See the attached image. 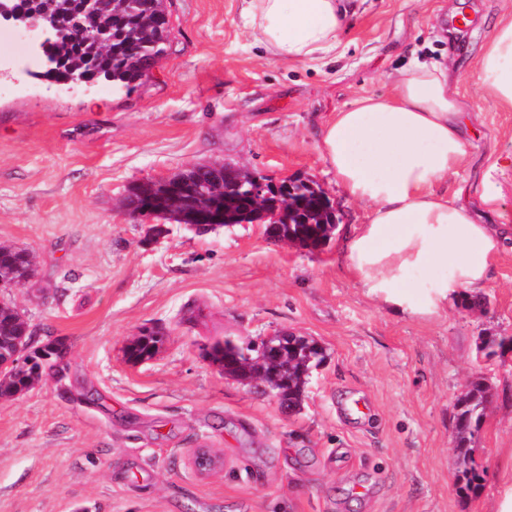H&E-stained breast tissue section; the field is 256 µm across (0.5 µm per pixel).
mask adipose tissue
Returning a JSON list of instances; mask_svg holds the SVG:
<instances>
[{
    "label": "adipose tissue",
    "instance_id": "adipose-tissue-1",
    "mask_svg": "<svg viewBox=\"0 0 512 512\" xmlns=\"http://www.w3.org/2000/svg\"><path fill=\"white\" fill-rule=\"evenodd\" d=\"M350 0H251L260 40L283 61L335 50ZM482 92L512 110V15L477 57ZM471 125L445 69L414 66L385 96H367L325 126L321 151L345 196L369 208L344 246L367 295L406 316H438L451 296L484 288L494 259L512 250V226L484 224L437 190L457 173Z\"/></svg>",
    "mask_w": 512,
    "mask_h": 512
}]
</instances>
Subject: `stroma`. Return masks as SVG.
Wrapping results in <instances>:
<instances>
[{"mask_svg":"<svg viewBox=\"0 0 512 512\" xmlns=\"http://www.w3.org/2000/svg\"><path fill=\"white\" fill-rule=\"evenodd\" d=\"M249 0H169L174 27L150 80L131 92L69 91L0 79V244L35 272L0 288L31 333L28 352L60 357L29 390L0 400V512H493L512 448V252L479 296L406 317L347 272L344 241L367 210L350 202L320 132L363 96L384 95L412 61L450 67L475 114L466 160L439 189L479 206L489 177L512 224V112L481 91L475 60L512 0H358L336 52L278 60L257 42ZM469 23L457 27L455 14ZM224 162L272 182L319 186L336 215L317 249L271 243L261 224L201 234L134 216L130 188ZM165 336L129 363L127 342ZM295 333L325 361L300 411L225 377L209 352ZM486 386L465 448L457 396ZM221 457L193 465L198 449Z\"/></svg>","mask_w":512,"mask_h":512,"instance_id":"obj_1","label":"stroma"}]
</instances>
